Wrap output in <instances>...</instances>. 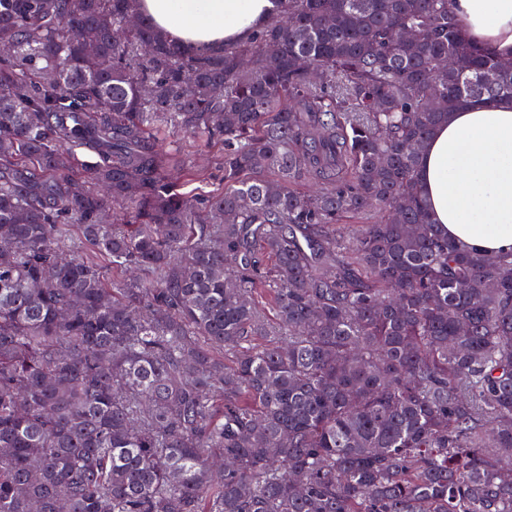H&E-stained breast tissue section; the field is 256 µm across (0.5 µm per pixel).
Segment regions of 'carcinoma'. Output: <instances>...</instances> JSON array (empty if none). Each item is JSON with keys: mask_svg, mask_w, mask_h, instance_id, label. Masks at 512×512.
I'll list each match as a JSON object with an SVG mask.
<instances>
[{"mask_svg": "<svg viewBox=\"0 0 512 512\" xmlns=\"http://www.w3.org/2000/svg\"><path fill=\"white\" fill-rule=\"evenodd\" d=\"M278 2L193 53L138 0H0V512H512V252L418 187L512 60L451 0ZM185 155L187 164L199 170L206 178L208 185L205 190L224 184V169L216 149L207 148L198 143H187Z\"/></svg>", "mask_w": 512, "mask_h": 512, "instance_id": "cac0c4a2", "label": "carcinoma"}]
</instances>
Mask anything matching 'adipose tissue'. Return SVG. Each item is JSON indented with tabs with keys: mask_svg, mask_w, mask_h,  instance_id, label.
<instances>
[{
	"mask_svg": "<svg viewBox=\"0 0 512 512\" xmlns=\"http://www.w3.org/2000/svg\"><path fill=\"white\" fill-rule=\"evenodd\" d=\"M461 37L512 59V0H452ZM139 10L191 49H215L251 35L276 12L274 0H140ZM419 189L434 223L459 247L512 251V100L450 112L420 162Z\"/></svg>",
	"mask_w": 512,
	"mask_h": 512,
	"instance_id": "obj_1",
	"label": "adipose tissue"
}]
</instances>
